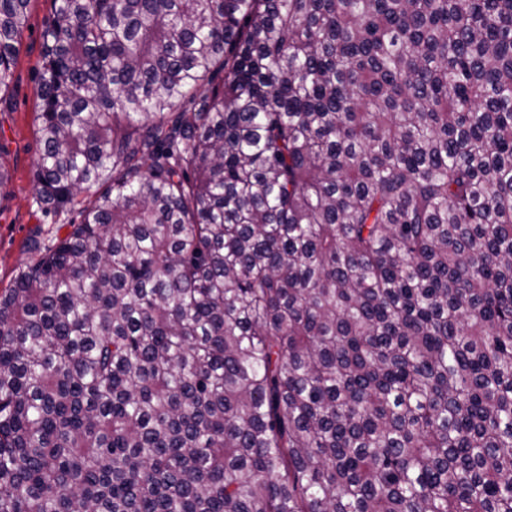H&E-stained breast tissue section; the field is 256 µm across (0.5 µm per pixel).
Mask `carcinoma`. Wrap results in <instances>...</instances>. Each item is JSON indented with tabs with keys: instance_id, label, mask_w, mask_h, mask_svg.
<instances>
[{
	"instance_id": "obj_1",
	"label": "carcinoma",
	"mask_w": 512,
	"mask_h": 512,
	"mask_svg": "<svg viewBox=\"0 0 512 512\" xmlns=\"http://www.w3.org/2000/svg\"><path fill=\"white\" fill-rule=\"evenodd\" d=\"M52 4L0 512H512V0Z\"/></svg>"
}]
</instances>
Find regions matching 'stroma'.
Instances as JSON below:
<instances>
[{"label":"stroma","mask_w":512,"mask_h":512,"mask_svg":"<svg viewBox=\"0 0 512 512\" xmlns=\"http://www.w3.org/2000/svg\"><path fill=\"white\" fill-rule=\"evenodd\" d=\"M51 17L52 0H32L12 68L10 101L0 111V161L11 175L0 192V292L12 286L20 267L37 260L29 247L31 239L51 245L81 220L80 206L54 213L42 210L37 201L36 88L44 55L43 32Z\"/></svg>","instance_id":"35a3bbf8"}]
</instances>
